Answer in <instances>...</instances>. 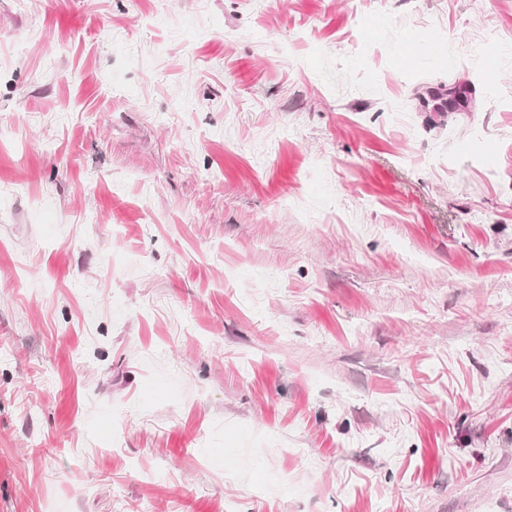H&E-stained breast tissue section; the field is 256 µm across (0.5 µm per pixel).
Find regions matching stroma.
<instances>
[{"label":"stroma","mask_w":512,"mask_h":512,"mask_svg":"<svg viewBox=\"0 0 512 512\" xmlns=\"http://www.w3.org/2000/svg\"><path fill=\"white\" fill-rule=\"evenodd\" d=\"M229 505L512 512V0H0V512Z\"/></svg>","instance_id":"35a3bbf8"}]
</instances>
